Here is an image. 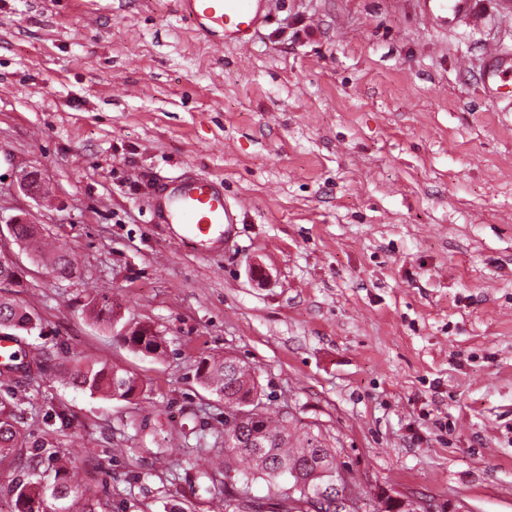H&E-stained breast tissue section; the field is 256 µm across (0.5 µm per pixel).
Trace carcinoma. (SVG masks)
<instances>
[{
	"label": "carcinoma",
	"mask_w": 512,
	"mask_h": 512,
	"mask_svg": "<svg viewBox=\"0 0 512 512\" xmlns=\"http://www.w3.org/2000/svg\"><path fill=\"white\" fill-rule=\"evenodd\" d=\"M13 232L19 242L35 246L40 259L48 262L54 271L62 275L73 272L76 262L71 254L57 248L41 250L38 246L41 232L36 225L16 224ZM87 307L99 322L112 325L117 318L118 305L106 296L91 299ZM38 321L39 318L18 304L0 300V324L7 323L12 330L29 334L37 329ZM122 341L136 353L142 348L158 357L164 353L162 337L145 323L141 329L127 332ZM44 370L43 359L31 357L22 349L15 363L0 367V383L16 382L18 373L31 378ZM197 372L208 388L224 397L227 416L233 417L245 410L247 397L261 390L256 370L238 359L228 366L222 357L203 358L197 365ZM62 375L68 385L111 399H128L139 387L136 377L105 362L65 366ZM18 408L15 398L0 402V457L8 455L25 440L17 420ZM224 436L239 442L254 437L261 443L259 448H224V478L232 474L245 486L261 481L267 487V495L254 501L245 512H265L266 504L273 506L270 512H306L301 507L288 506V484L301 486L299 502L306 493L316 495L332 486L336 476V450L326 444L319 432L296 434L294 417L281 413L278 408L267 406L260 420L247 419L234 424L224 430ZM74 478L71 461L60 456L52 444L42 443L27 472L11 487L14 512H74L71 501Z\"/></svg>",
	"instance_id": "cac0c4a2"
}]
</instances>
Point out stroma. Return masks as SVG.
Returning <instances> with one entry per match:
<instances>
[{
	"instance_id": "stroma-1",
	"label": "stroma",
	"mask_w": 512,
	"mask_h": 512,
	"mask_svg": "<svg viewBox=\"0 0 512 512\" xmlns=\"http://www.w3.org/2000/svg\"><path fill=\"white\" fill-rule=\"evenodd\" d=\"M270 3L251 45L216 54L178 0H0V218L76 259L62 277L0 244L25 281L0 296L40 320L19 344L50 365L0 387L27 396L0 512L43 441L104 512H215L223 475L172 461L223 447L196 368L227 353L322 432L370 512H512V105L480 83L483 46H512V0H478V29L425 0ZM186 172L249 199L237 236L162 223L156 180ZM90 294L153 325L165 356L131 351ZM76 355L142 392L63 385ZM86 306L88 307L91 315L96 321L106 323L109 325L114 324L117 318V308L119 307L112 299L103 296L101 300L92 298ZM114 320V321H113Z\"/></svg>"
}]
</instances>
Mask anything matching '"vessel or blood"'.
Masks as SVG:
<instances>
[{"mask_svg":"<svg viewBox=\"0 0 512 512\" xmlns=\"http://www.w3.org/2000/svg\"><path fill=\"white\" fill-rule=\"evenodd\" d=\"M179 4L183 18L217 52L227 44L248 46L267 20L266 0H179ZM429 4L431 12L448 9L464 14L472 26L483 23L474 0H429ZM484 56L485 81L493 82L512 72V49L489 43L484 47ZM157 199L167 223L181 225L184 236L206 242L217 233L233 235L250 206L245 198L226 203L215 182L187 175L161 185Z\"/></svg>","mask_w":512,"mask_h":512,"instance_id":"1","label":"vessel or blood"}]
</instances>
